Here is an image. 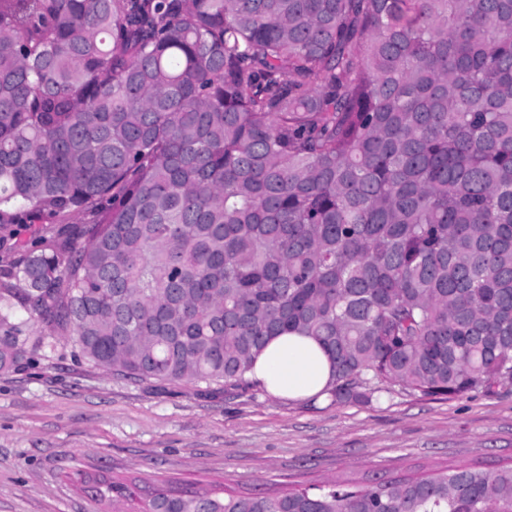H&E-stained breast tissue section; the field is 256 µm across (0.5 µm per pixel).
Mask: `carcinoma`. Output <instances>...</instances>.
<instances>
[{
  "label": "carcinoma",
  "instance_id": "1",
  "mask_svg": "<svg viewBox=\"0 0 512 512\" xmlns=\"http://www.w3.org/2000/svg\"><path fill=\"white\" fill-rule=\"evenodd\" d=\"M0 229L1 372L71 340L124 379L246 388L295 334L338 403L491 394L512 0H0ZM70 477L112 512H512V465L278 495Z\"/></svg>",
  "mask_w": 512,
  "mask_h": 512
}]
</instances>
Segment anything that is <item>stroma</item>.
Here are the masks:
<instances>
[{"label": "stroma", "mask_w": 512, "mask_h": 512, "mask_svg": "<svg viewBox=\"0 0 512 512\" xmlns=\"http://www.w3.org/2000/svg\"><path fill=\"white\" fill-rule=\"evenodd\" d=\"M77 352L64 342L36 365L0 373V512H98L70 480L77 470L273 492L512 462V384L492 395L291 401L255 386L134 383Z\"/></svg>", "instance_id": "35a3bbf8"}]
</instances>
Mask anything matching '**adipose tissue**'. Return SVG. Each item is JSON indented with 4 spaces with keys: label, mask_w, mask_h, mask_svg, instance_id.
<instances>
[{
    "label": "adipose tissue",
    "mask_w": 512,
    "mask_h": 512,
    "mask_svg": "<svg viewBox=\"0 0 512 512\" xmlns=\"http://www.w3.org/2000/svg\"><path fill=\"white\" fill-rule=\"evenodd\" d=\"M332 374V364L316 341L284 334L256 356L249 377L275 398L305 400L320 395Z\"/></svg>",
    "instance_id": "adipose-tissue-1"
}]
</instances>
